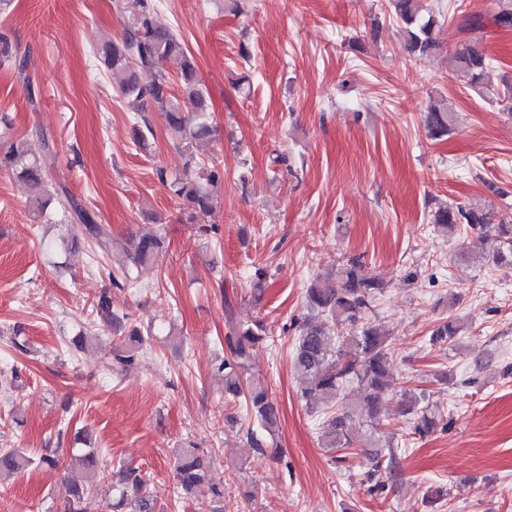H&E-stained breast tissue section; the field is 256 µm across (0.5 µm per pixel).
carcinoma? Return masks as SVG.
I'll list each match as a JSON object with an SVG mask.
<instances>
[{
  "mask_svg": "<svg viewBox=\"0 0 512 512\" xmlns=\"http://www.w3.org/2000/svg\"><path fill=\"white\" fill-rule=\"evenodd\" d=\"M421 0H391L396 18L403 25L407 49L421 56L432 54L438 47L434 29L436 20L424 15ZM495 11L485 17L472 15L465 30L478 41L485 30L512 29V0H496ZM125 31L118 41H104L94 56L108 75L112 88L123 98L141 108L143 115L132 126L134 145L145 148L153 135L148 112L163 114L167 133L183 157L180 171L171 174L159 167L156 174L178 201L188 220L214 211L218 192L224 186V169L196 150L209 144L213 130L205 118L208 100L201 87L195 61L178 34L161 24L151 0H126ZM172 60L180 64V93L171 90L164 65ZM456 70L470 84L481 82L488 73L485 54L473 44H466L455 54ZM0 65H12L23 74L24 65L17 61L11 45L0 40ZM454 120L448 107L435 106L428 112L427 125L434 136L448 134ZM55 164L53 146L47 136L39 145L23 138L0 136V169L11 172L29 192L30 201L43 209L55 202L61 221L78 226L80 234L94 242L103 254L118 249L126 258L123 278L112 277V285L122 290L135 285L133 270L154 264L163 251L158 235L130 238L120 242L112 238L108 225L97 222L94 213L80 203L68 190L51 183ZM432 223L446 231L458 228L480 233L490 240V250L483 262L496 264L505 259L502 245L512 246V226L491 224L490 213L482 209L450 203L432 213ZM381 288L379 278L366 272L355 261L343 268L337 278L318 277L306 289L309 314L299 325V337L293 356V367L299 376L301 396L306 403L318 405L326 398H335L348 386L358 384L359 390L341 398L340 404L323 422V445L326 448H362L370 438L366 426H377L383 416L382 396L392 384L388 363L392 356L389 336L370 321L376 293ZM93 311L112 325L121 342L112 349V363L124 369L135 362L146 343L141 328L126 329L112 314L111 293L104 291L93 304ZM463 326L454 317L442 319L433 331V341L453 343ZM266 328L255 322L244 326L227 315L224 336V357L217 364L224 375V398L242 399L258 425L268 435L278 426L275 403L260 379L251 376V360L257 343L264 339ZM402 411L411 416L413 434L425 438L445 428L444 419L433 411L426 393L407 391L402 399ZM78 461L86 470V482L67 488L63 512H89L94 492L91 484L100 470L95 449L86 450ZM33 459L18 448H0V476L26 470ZM208 457L190 444L178 450L175 457L177 486L185 492L209 483ZM146 481L138 470L128 468L118 472L117 499L114 509L127 505L128 493L145 491Z\"/></svg>",
  "mask_w": 512,
  "mask_h": 512,
  "instance_id": "carcinoma-1",
  "label": "carcinoma"
}]
</instances>
